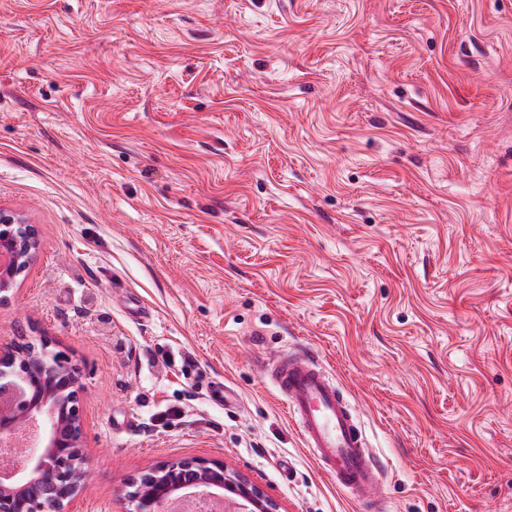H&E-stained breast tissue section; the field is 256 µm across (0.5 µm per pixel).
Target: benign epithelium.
<instances>
[{
    "label": "benign epithelium",
    "instance_id": "benign-epithelium-1",
    "mask_svg": "<svg viewBox=\"0 0 512 512\" xmlns=\"http://www.w3.org/2000/svg\"><path fill=\"white\" fill-rule=\"evenodd\" d=\"M36 225L0 210V300L41 251ZM0 347V512H72L94 477L80 409L83 369L69 356L47 350ZM135 512H165L168 500L193 498L200 512L227 491L238 498L224 512H277L257 486L219 463L177 460L127 482Z\"/></svg>",
    "mask_w": 512,
    "mask_h": 512
}]
</instances>
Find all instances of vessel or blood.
I'll return each mask as SVG.
<instances>
[{
    "mask_svg": "<svg viewBox=\"0 0 512 512\" xmlns=\"http://www.w3.org/2000/svg\"><path fill=\"white\" fill-rule=\"evenodd\" d=\"M267 377L296 422L305 447L337 489L372 503L382 492L383 476L354 410L313 352L282 353Z\"/></svg>",
    "mask_w": 512,
    "mask_h": 512,
    "instance_id": "obj_1",
    "label": "vessel or blood"
}]
</instances>
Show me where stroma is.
Here are the masks:
<instances>
[{
    "mask_svg": "<svg viewBox=\"0 0 512 512\" xmlns=\"http://www.w3.org/2000/svg\"><path fill=\"white\" fill-rule=\"evenodd\" d=\"M0 208V344L84 367L75 512L180 458L363 512L265 379L305 348L380 512H512V0H0ZM41 247L35 224L15 212L0 210V300L16 290Z\"/></svg>",
    "mask_w": 512,
    "mask_h": 512,
    "instance_id": "1",
    "label": "stroma"
}]
</instances>
